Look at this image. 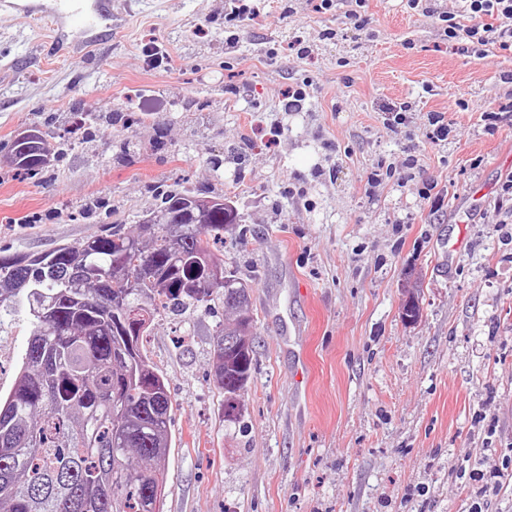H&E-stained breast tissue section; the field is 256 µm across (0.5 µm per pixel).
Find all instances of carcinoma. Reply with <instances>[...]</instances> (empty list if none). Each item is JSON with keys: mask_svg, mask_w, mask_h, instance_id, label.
Listing matches in <instances>:
<instances>
[{"mask_svg": "<svg viewBox=\"0 0 512 512\" xmlns=\"http://www.w3.org/2000/svg\"><path fill=\"white\" fill-rule=\"evenodd\" d=\"M32 176L54 148L41 135L12 145ZM149 224L61 245L34 262L0 256V323L24 305L30 338L13 390L0 397V512H155L166 480L171 401L143 335L167 312L221 299L213 376L224 421L242 416L254 370V336L240 322L250 286L228 270L199 296L193 268L224 262L212 244L238 224L224 196L172 194ZM148 315L134 332L130 315Z\"/></svg>", "mask_w": 512, "mask_h": 512, "instance_id": "carcinoma-1", "label": "carcinoma"}]
</instances>
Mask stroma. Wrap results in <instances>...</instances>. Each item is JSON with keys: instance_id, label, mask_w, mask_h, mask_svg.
Segmentation results:
<instances>
[{"instance_id": "stroma-1", "label": "stroma", "mask_w": 512, "mask_h": 512, "mask_svg": "<svg viewBox=\"0 0 512 512\" xmlns=\"http://www.w3.org/2000/svg\"><path fill=\"white\" fill-rule=\"evenodd\" d=\"M242 2L114 0L91 61L0 10V253L131 230L170 193L234 202L253 378L225 426L223 303L155 321L162 512H512V50L446 41L458 0ZM33 129L58 155L35 177L10 161ZM28 338L26 310L0 323L1 394Z\"/></svg>"}]
</instances>
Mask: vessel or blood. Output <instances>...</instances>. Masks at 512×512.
<instances>
[{"label": "vessel or blood", "mask_w": 512, "mask_h": 512, "mask_svg": "<svg viewBox=\"0 0 512 512\" xmlns=\"http://www.w3.org/2000/svg\"><path fill=\"white\" fill-rule=\"evenodd\" d=\"M0 9L50 21L51 43L57 45L73 36L84 58L93 57L99 46L112 38V0H54L49 8L36 0H0Z\"/></svg>", "instance_id": "obj_1"}]
</instances>
